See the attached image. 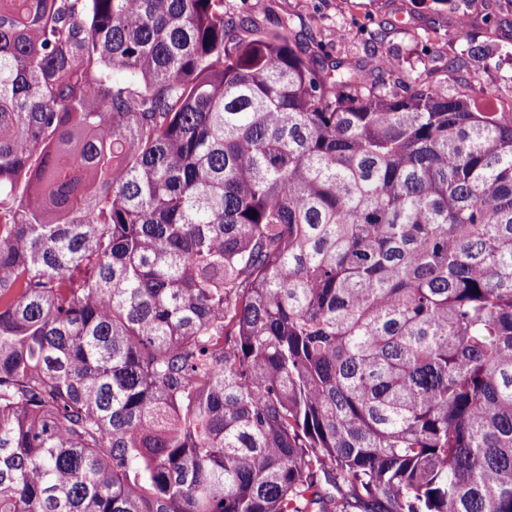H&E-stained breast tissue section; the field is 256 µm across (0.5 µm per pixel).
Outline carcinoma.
Instances as JSON below:
<instances>
[{
    "mask_svg": "<svg viewBox=\"0 0 512 512\" xmlns=\"http://www.w3.org/2000/svg\"><path fill=\"white\" fill-rule=\"evenodd\" d=\"M380 69L0 0V512H512V105Z\"/></svg>",
    "mask_w": 512,
    "mask_h": 512,
    "instance_id": "carcinoma-1",
    "label": "carcinoma"
}]
</instances>
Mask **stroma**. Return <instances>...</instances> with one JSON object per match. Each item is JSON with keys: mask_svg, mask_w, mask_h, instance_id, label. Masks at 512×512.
Masks as SVG:
<instances>
[{"mask_svg": "<svg viewBox=\"0 0 512 512\" xmlns=\"http://www.w3.org/2000/svg\"><path fill=\"white\" fill-rule=\"evenodd\" d=\"M224 0L233 16L264 30L288 28L306 53L358 60L378 70L395 59L405 78L447 80L505 101L512 98V0ZM466 28H459V20ZM479 45L484 57L470 55Z\"/></svg>", "mask_w": 512, "mask_h": 512, "instance_id": "obj_1", "label": "stroma"}]
</instances>
